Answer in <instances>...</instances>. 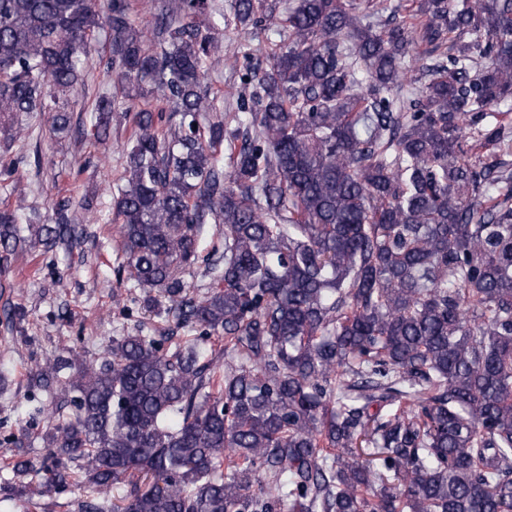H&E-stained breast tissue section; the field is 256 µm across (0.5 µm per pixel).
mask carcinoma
Listing matches in <instances>:
<instances>
[{"label":"carcinoma","instance_id":"carcinoma-1","mask_svg":"<svg viewBox=\"0 0 512 512\" xmlns=\"http://www.w3.org/2000/svg\"><path fill=\"white\" fill-rule=\"evenodd\" d=\"M230 12L178 0L151 44L129 0H0L5 147L31 112L69 134L67 95L111 32L100 65L127 91L93 103L92 131L134 112L118 285L224 333L222 354L130 333L98 366L36 369L59 397L41 486L81 488L91 512H512V127L496 113L512 106V0H418L400 21L386 0ZM222 24L275 35L265 69L234 54L226 122L206 118ZM489 146L493 162L470 156ZM26 165L0 154L4 192ZM72 204L23 229L1 201L0 255L78 246ZM210 222L224 252L197 301L184 273ZM27 440L12 439L16 478L33 472Z\"/></svg>","mask_w":512,"mask_h":512}]
</instances>
